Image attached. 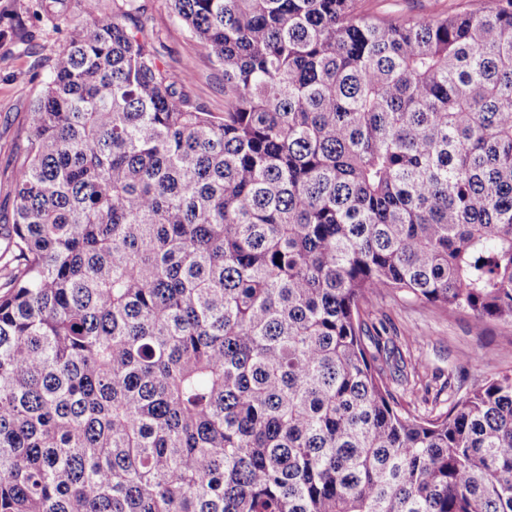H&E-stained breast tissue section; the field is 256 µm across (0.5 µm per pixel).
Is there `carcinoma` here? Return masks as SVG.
<instances>
[{"label":"carcinoma","instance_id":"carcinoma-1","mask_svg":"<svg viewBox=\"0 0 512 512\" xmlns=\"http://www.w3.org/2000/svg\"><path fill=\"white\" fill-rule=\"evenodd\" d=\"M65 32L0 230V512H512V373L398 407L390 293L512 324V0H167L224 111L160 66L139 0ZM484 0H364V8L376 15L433 13L453 14L476 11Z\"/></svg>","mask_w":512,"mask_h":512}]
</instances>
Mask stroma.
Segmentation results:
<instances>
[{
    "label": "stroma",
    "instance_id": "1",
    "mask_svg": "<svg viewBox=\"0 0 512 512\" xmlns=\"http://www.w3.org/2000/svg\"><path fill=\"white\" fill-rule=\"evenodd\" d=\"M145 31L155 39L160 64L173 75L192 68L194 81L187 92L210 112L224 109L223 71L203 56L187 29L171 16L166 0H141ZM484 0H363L365 9L387 14H453L478 10ZM0 22V225L11 223L13 196L11 158L27 127L30 103L48 68L31 70L35 58L50 60L65 40L35 32L21 42ZM369 335L392 338L406 360L404 372L388 383L396 400L412 413L432 416L447 409L449 394H461L486 377L512 372V325L487 322L474 329L469 316L430 304H413L396 296L372 298L362 312Z\"/></svg>",
    "mask_w": 512,
    "mask_h": 512
}]
</instances>
